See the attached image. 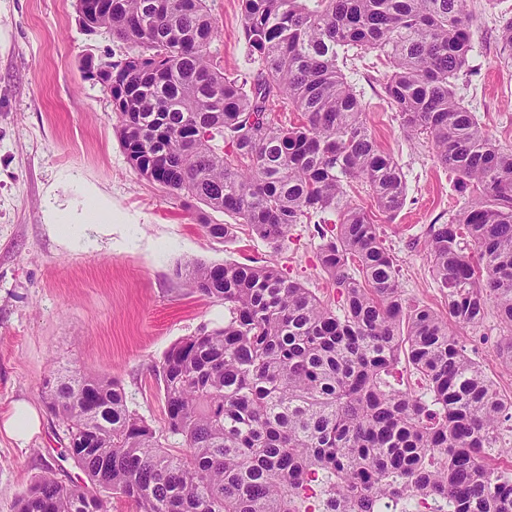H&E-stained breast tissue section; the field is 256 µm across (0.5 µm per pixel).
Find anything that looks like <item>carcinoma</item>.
Segmentation results:
<instances>
[{
  "label": "carcinoma",
  "instance_id": "obj_1",
  "mask_svg": "<svg viewBox=\"0 0 512 512\" xmlns=\"http://www.w3.org/2000/svg\"><path fill=\"white\" fill-rule=\"evenodd\" d=\"M258 68L224 75L207 0H77L85 26L128 46L112 69L113 111L127 159L144 179L244 224L277 249L316 224L336 313L271 265L188 262L185 278L224 301V327L188 336L159 374L167 429L129 406L121 384L78 368L44 379L49 412L92 485L138 512H512V471L493 463L512 397L500 394L453 331L496 308L512 329V150L457 93L468 67L467 0H241ZM387 58L385 92L402 129L431 141L464 206L425 242L447 316L404 306L396 262L360 181L392 219L407 190L378 149L339 53ZM296 113L279 123L272 113ZM318 220H313V217ZM213 238L232 224H209ZM418 397L385 381L400 357ZM181 452L169 450V438ZM17 512H107L85 485L48 470Z\"/></svg>",
  "mask_w": 512,
  "mask_h": 512
}]
</instances>
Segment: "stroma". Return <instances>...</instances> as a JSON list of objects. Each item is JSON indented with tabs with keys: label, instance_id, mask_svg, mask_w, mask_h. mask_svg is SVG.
<instances>
[{
	"label": "stroma",
	"instance_id": "1",
	"mask_svg": "<svg viewBox=\"0 0 512 512\" xmlns=\"http://www.w3.org/2000/svg\"><path fill=\"white\" fill-rule=\"evenodd\" d=\"M221 32L211 51L225 73L256 65L242 36L240 0H208ZM474 16L470 69L458 79L464 103L501 147L512 150V57L498 41L512 0H469ZM125 44L103 28L87 29L76 0H0V416L24 401L41 424L27 441L0 433V512H17L19 496L45 470L69 484L82 472L69 458L63 425L41 395L53 370L91 368L118 380L130 406L154 428L167 423L159 366L178 340L224 324L222 300L197 293L179 276L186 262L276 264L325 301L336 290L320 264L313 225L298 224L272 249L233 224L216 239L204 232L199 202L184 203L141 178L120 145L112 97L86 75L87 64L120 59ZM389 67L372 52L349 63L380 150L402 169L407 200L392 219L379 217L383 242L399 268L406 305L444 312L425 249L429 225L462 205L455 176L430 143L408 137L384 90ZM123 223L84 224L90 205ZM69 216L54 224L50 210ZM205 211V210H204ZM455 332L497 389L512 394V370L496 357L508 331L495 308L483 323Z\"/></svg>",
	"mask_w": 512,
	"mask_h": 512
}]
</instances>
